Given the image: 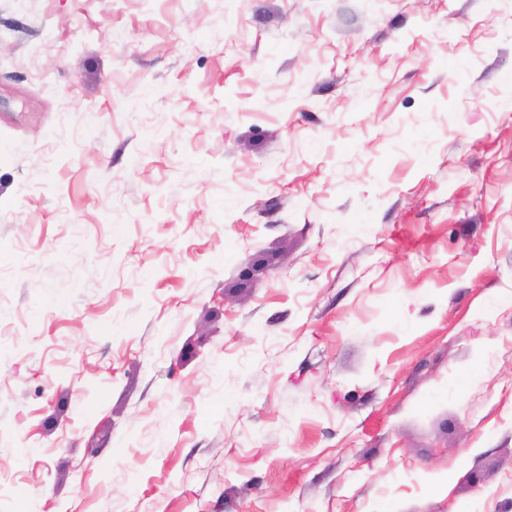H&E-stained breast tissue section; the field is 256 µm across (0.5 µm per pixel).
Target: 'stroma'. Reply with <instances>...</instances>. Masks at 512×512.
Wrapping results in <instances>:
<instances>
[{
  "mask_svg": "<svg viewBox=\"0 0 512 512\" xmlns=\"http://www.w3.org/2000/svg\"><path fill=\"white\" fill-rule=\"evenodd\" d=\"M0 512H512V0H0Z\"/></svg>",
  "mask_w": 512,
  "mask_h": 512,
  "instance_id": "35a3bbf8",
  "label": "stroma"
}]
</instances>
